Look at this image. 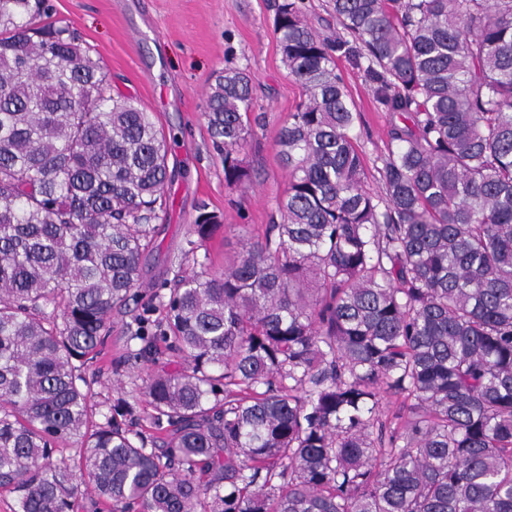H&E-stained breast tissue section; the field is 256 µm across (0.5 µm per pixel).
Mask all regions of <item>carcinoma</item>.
Wrapping results in <instances>:
<instances>
[{
  "instance_id": "carcinoma-1",
  "label": "carcinoma",
  "mask_w": 512,
  "mask_h": 512,
  "mask_svg": "<svg viewBox=\"0 0 512 512\" xmlns=\"http://www.w3.org/2000/svg\"><path fill=\"white\" fill-rule=\"evenodd\" d=\"M303 0L274 34L305 100L280 131V221L220 272L180 278L128 340L183 357L142 378L164 437L124 399L93 412L79 363L135 300L172 180L166 137L45 0H0V488L14 512H77L58 445L110 512H512V0ZM363 70L409 123L385 205L336 71ZM249 72L205 117L224 181L247 172ZM219 225L200 209L195 252ZM409 401L379 419L381 387ZM308 23L324 36H335L331 0H304Z\"/></svg>"
}]
</instances>
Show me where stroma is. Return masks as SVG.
<instances>
[{
  "label": "stroma",
  "mask_w": 512,
  "mask_h": 512,
  "mask_svg": "<svg viewBox=\"0 0 512 512\" xmlns=\"http://www.w3.org/2000/svg\"><path fill=\"white\" fill-rule=\"evenodd\" d=\"M52 20L69 25L81 46L99 57L113 92L136 98L164 131L173 181L165 190V213L142 259L139 303L151 301L155 285L175 283L205 260L223 269L248 237L263 235L276 204L288 188V170L278 155L282 126L305 91L281 61L273 32L276 0H48ZM253 76V126L241 155L248 177L229 186L203 117L206 94L226 63ZM360 117L352 133L367 182L382 195L381 168L391 132L402 118L383 111L363 71L337 59ZM221 222L201 251L187 254L190 229L200 204ZM132 313L113 311L101 354L86 363L84 375L98 403L123 398L135 409L139 430H149V410L140 392L147 372L168 367L167 355L138 361L113 374V360L130 351Z\"/></svg>",
  "instance_id": "35a3bbf8"
}]
</instances>
